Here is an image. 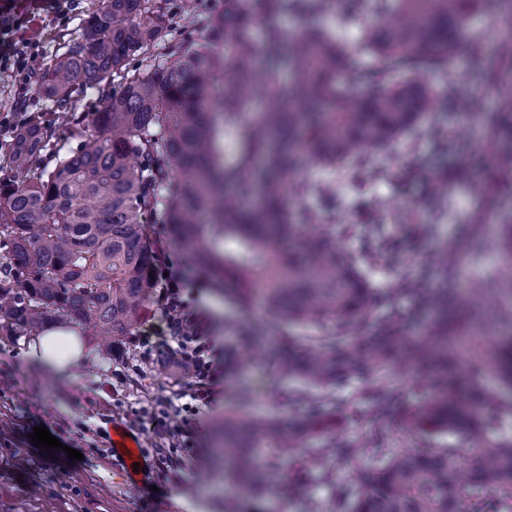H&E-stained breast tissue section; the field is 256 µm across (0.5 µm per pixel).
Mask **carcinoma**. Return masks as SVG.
<instances>
[{"label":"carcinoma","instance_id":"carcinoma-1","mask_svg":"<svg viewBox=\"0 0 512 512\" xmlns=\"http://www.w3.org/2000/svg\"><path fill=\"white\" fill-rule=\"evenodd\" d=\"M170 2L97 0L81 41L42 69L41 94L53 111L33 113L11 134L18 175L0 178L8 260L0 317L26 335L50 324L87 327L110 348L136 335L150 313L159 256L145 214L158 211L172 241L221 290L261 304L270 317L261 333L332 325L319 336H284L271 355L278 374L318 391L321 416L224 414L218 456L248 495L286 494L314 479L331 490L333 512H512V438L491 437L482 415L496 397L463 385L448 356V338L484 320L476 303L458 299L450 316L447 288L425 296L439 314L417 338L398 314L378 313L363 275L362 265L393 248L379 225L344 227L371 242L369 253L356 255L336 239V225L291 206L319 193L300 176L302 159L324 168L363 163L367 151L448 106L429 77L448 74L467 20L488 0H224L223 14L199 20L208 35L191 48L169 38ZM284 14L315 23L290 36L271 22ZM329 18L361 23L368 69L352 67ZM258 22L260 47L252 35ZM219 42L222 54L213 49ZM115 79L94 114V135L61 154L57 115ZM402 360L437 368L427 394L405 409L402 389L377 381ZM477 361L512 384V361L495 353ZM352 382L369 386L359 399L371 430L359 439L332 435L349 406L336 390ZM398 412L421 448H387ZM318 433L330 437L307 447ZM448 434L456 445L430 446ZM364 459L370 467L360 466Z\"/></svg>","mask_w":512,"mask_h":512}]
</instances>
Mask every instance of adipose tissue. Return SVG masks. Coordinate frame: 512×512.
I'll return each mask as SVG.
<instances>
[{"label":"adipose tissue","instance_id":"1","mask_svg":"<svg viewBox=\"0 0 512 512\" xmlns=\"http://www.w3.org/2000/svg\"><path fill=\"white\" fill-rule=\"evenodd\" d=\"M25 356L29 362L67 375L75 363L86 358L87 351L80 329L62 325L40 332L28 344Z\"/></svg>","mask_w":512,"mask_h":512}]
</instances>
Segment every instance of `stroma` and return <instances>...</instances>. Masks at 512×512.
I'll list each match as a JSON object with an SVG mask.
<instances>
[{"label":"stroma","instance_id":"1","mask_svg":"<svg viewBox=\"0 0 512 512\" xmlns=\"http://www.w3.org/2000/svg\"><path fill=\"white\" fill-rule=\"evenodd\" d=\"M92 3L68 0L61 15L47 7L35 12L27 2L22 5L27 20L20 34L35 46L30 81L22 83L11 70L0 69V114L20 123L31 113L50 111V101L39 91L41 69L81 39ZM223 8L224 0H174L173 38L188 34L204 39L205 29L188 27L189 18ZM511 37L512 0H497L471 17L447 77L431 78L435 89L448 82L456 94L479 100V115L469 118L452 109L440 113L436 127H420L371 152L364 170L348 163L302 169L303 177L322 193L296 201V209H314L322 223L340 228L378 224L394 239V251L364 273L372 288L388 296L381 312H398L416 330L423 327L426 314L416 295L396 291L395 285L397 279L409 278L423 289L435 288L430 253L457 251L452 276L457 288L495 278L505 268L497 242L503 224L512 223V122L500 113L498 89L480 76L496 64ZM428 154L437 155L438 172L448 176L445 198L434 194L433 176L413 168L416 157ZM383 163L390 175L376 174ZM485 183L496 185V192L480 195L477 187ZM154 230L166 242L159 263L182 273L188 309L200 318L211 356L220 366L214 401L205 406L194 399L192 378L180 373L170 342L160 333V309H152L138 337L112 355H103L94 341H87L90 356L69 378L28 362L24 351L29 337L16 335L0 320V512H225L230 504L243 512H305L311 499L331 507L329 490L314 482L286 495L244 499L240 487L211 466L216 433L225 412L237 408L239 388L251 390V412L285 418L304 413V405L283 400L304 386L298 379L280 377L262 345L244 347L245 331L261 322L256 310L216 291L205 272L168 244L165 225ZM510 339L512 323L505 322L484 336L457 333L449 344L460 373H471L483 388L505 400L494 415L497 438L512 437V391L503 387L497 371L473 372L469 362L476 351L497 350ZM242 347L248 350L247 359L224 367L225 353ZM41 424L61 442V449L49 453L32 444L30 435ZM116 425L136 438L144 460L134 491L126 486V465L112 454ZM69 447L80 452V459L66 456Z\"/></svg>","mask_w":512,"mask_h":512}]
</instances>
